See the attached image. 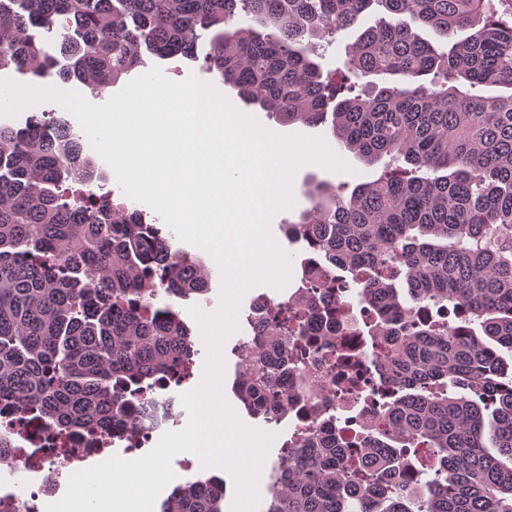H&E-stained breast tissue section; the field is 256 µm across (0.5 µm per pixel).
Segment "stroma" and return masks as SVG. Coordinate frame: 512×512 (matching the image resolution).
<instances>
[{
  "label": "stroma",
  "mask_w": 512,
  "mask_h": 512,
  "mask_svg": "<svg viewBox=\"0 0 512 512\" xmlns=\"http://www.w3.org/2000/svg\"><path fill=\"white\" fill-rule=\"evenodd\" d=\"M208 50L207 39H200L195 55L176 56L173 58L161 59L151 54H144L145 66L161 67L165 76L175 82L186 80L189 76H196L200 81L209 84L238 112L244 113L255 118L262 127L268 131L280 136H304L323 138L329 147H336L337 142L332 135L330 126H307L303 124L282 125L270 118L264 110L255 105L244 103L237 95L236 90L225 85L222 79L215 72L206 68L203 57ZM144 68L135 69V76H142ZM10 80L21 85L38 88H55L62 91H75L80 93L86 100L95 105L106 103L110 97L120 92L124 84L116 82L107 89L106 92L96 93L91 91L85 85L72 81H62L57 75L46 74L36 76L33 74H21L14 70H4L0 72V81ZM341 157L350 166L353 167L352 175L346 176L340 173H334L324 170L313 164L302 165L295 173L291 190L294 198V204L291 208L282 209L275 212L269 219V232L278 245V247L291 258L292 277L290 283L283 289H276L267 284H257L245 291L239 302L238 309V329L231 334L223 345L224 357V375L222 382L223 396L228 406L233 410L238 419L247 427L259 429L262 428V420L252 418L244 410L241 403L236 398L232 385L235 374L241 362L239 355V345L246 340L251 333V327L248 322L250 314V305L253 298L259 294H268L273 297L285 298L290 296L300 285L301 261L305 256V244L303 241L288 240L284 234L283 226L289 222L298 221L301 212L309 208L310 203L302 193V187L305 181L316 179L337 183L343 180L350 184L369 182L376 179L383 171V164L373 166L365 165L354 154L342 152ZM103 176L99 181L92 184L91 190L98 195L108 196L113 203L125 205L127 208L141 211L147 223L160 227L163 234L169 235L170 244L173 250L180 251L196 257L205 267L208 273V289L206 292L191 296L186 300H178L174 303V308L179 312L182 320L190 328L193 336H196L195 347L197 354L194 358V367L192 379L193 384H200L205 369L207 350L204 342H201L199 336L201 329L198 322L190 315V307L196 306L205 312L215 311L222 299L223 275L219 264L213 259L211 254L198 246L184 242L178 236L172 235L170 227H167L164 219L149 205L136 201L125 194L121 188L113 169L110 166H103ZM186 453H178L171 460V468L175 474L172 481L173 486H180L187 481L195 479H205L213 475L220 476L224 480V500L222 502L223 512H232V507L236 497V482L232 474L221 467H200L191 469L186 465Z\"/></svg>",
  "instance_id": "stroma-1"
}]
</instances>
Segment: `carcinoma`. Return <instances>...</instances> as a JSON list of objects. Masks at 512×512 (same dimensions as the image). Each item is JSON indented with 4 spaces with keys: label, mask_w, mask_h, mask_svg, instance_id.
I'll use <instances>...</instances> for the list:
<instances>
[{
    "label": "carcinoma",
    "mask_w": 512,
    "mask_h": 512,
    "mask_svg": "<svg viewBox=\"0 0 512 512\" xmlns=\"http://www.w3.org/2000/svg\"><path fill=\"white\" fill-rule=\"evenodd\" d=\"M375 5L385 16L324 70L316 41ZM56 21L66 34L50 48L37 28ZM211 30L204 61L244 102L281 123L329 121L369 164H407L348 195L312 182L311 208L287 224L312 253L305 288L360 286L362 319L336 327L323 296L275 303L252 326L268 347L243 346L237 397L256 418L285 419L300 402L320 416L331 403L303 363L327 350L384 425L343 438L295 426L264 512H512V368L496 350L512 352V19L491 0H0V71H54L102 92L143 52L192 55ZM368 76L392 83L351 95ZM93 179L80 140L50 114L0 125V403L14 407L1 461L31 418L100 443L128 419L129 385L150 404L191 376V330L156 299L200 294L208 275L140 211L72 189ZM425 301L435 314L407 323ZM338 331L367 335L372 356L336 354ZM196 486L160 512H220L224 483Z\"/></svg>",
    "instance_id": "cac0c4a2"
}]
</instances>
